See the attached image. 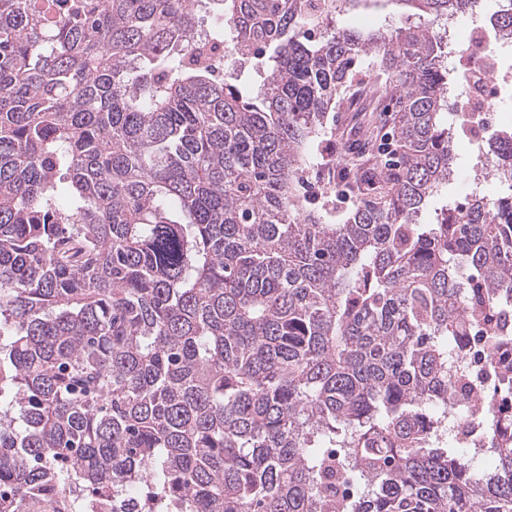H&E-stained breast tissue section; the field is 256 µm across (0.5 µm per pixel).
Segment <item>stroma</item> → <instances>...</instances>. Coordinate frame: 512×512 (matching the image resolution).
<instances>
[{"mask_svg": "<svg viewBox=\"0 0 512 512\" xmlns=\"http://www.w3.org/2000/svg\"><path fill=\"white\" fill-rule=\"evenodd\" d=\"M354 80L363 94L359 107L352 110L342 105L329 114L321 135L322 150L309 154L307 169L298 183L301 196H314L327 183L344 189L348 179H366L377 172L380 162L392 157L385 134L393 129V96L374 93V79L366 62H358Z\"/></svg>", "mask_w": 512, "mask_h": 512, "instance_id": "stroma-1", "label": "stroma"}]
</instances>
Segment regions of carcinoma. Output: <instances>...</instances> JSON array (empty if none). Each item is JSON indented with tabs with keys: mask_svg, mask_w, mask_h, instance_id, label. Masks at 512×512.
Returning <instances> with one entry per match:
<instances>
[{
	"mask_svg": "<svg viewBox=\"0 0 512 512\" xmlns=\"http://www.w3.org/2000/svg\"><path fill=\"white\" fill-rule=\"evenodd\" d=\"M359 2L0 0V512H512V434L476 416L487 479L442 410L448 348L512 343V183L418 220L474 133L436 26L480 0ZM362 59L402 156L328 224L295 181ZM368 19L369 23L364 24L363 20ZM398 21L394 6L390 2L378 0V2H361L359 7L339 20V25L356 22L367 28H381ZM210 46L213 49V57L215 62H218L219 68L224 67V76L226 75H232L233 77H237L238 83L243 86H248L249 84L255 83L257 80L260 79L259 75L260 72L258 70V67L255 63L251 64H245L242 65V67H235L233 69L232 66H229L230 69L225 72V60L228 57V49L227 47H224V43L217 42L210 39Z\"/></svg>",
	"mask_w": 512,
	"mask_h": 512,
	"instance_id": "obj_1",
	"label": "carcinoma"
}]
</instances>
